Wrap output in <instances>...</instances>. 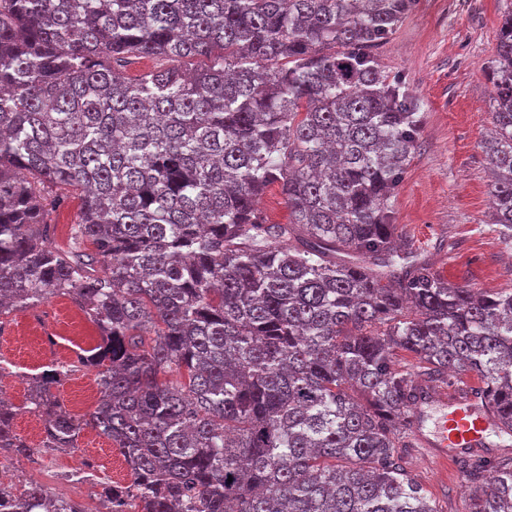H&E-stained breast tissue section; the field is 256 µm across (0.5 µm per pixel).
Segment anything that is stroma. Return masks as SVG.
<instances>
[{
    "label": "stroma",
    "mask_w": 512,
    "mask_h": 512,
    "mask_svg": "<svg viewBox=\"0 0 512 512\" xmlns=\"http://www.w3.org/2000/svg\"><path fill=\"white\" fill-rule=\"evenodd\" d=\"M512 0H417L378 48L389 78L406 83L421 104L420 144L399 184L396 222L419 258L449 282L466 288H512V249L490 222L491 171L484 143L493 129L492 84L485 68L495 54L501 15ZM100 342L97 326L66 296L0 318L1 376L18 409L14 429L32 447L44 433L27 408V376L52 363L75 361ZM96 372L80 369L54 387L73 415L93 411ZM62 469L97 461L116 482L131 481L123 456L92 428L77 447L56 452ZM409 470L442 512H468L467 479L456 459L440 462L410 452Z\"/></svg>",
    "instance_id": "obj_1"
}]
</instances>
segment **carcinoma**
Here are the masks:
<instances>
[{
	"label": "carcinoma",
	"mask_w": 512,
	"mask_h": 512,
	"mask_svg": "<svg viewBox=\"0 0 512 512\" xmlns=\"http://www.w3.org/2000/svg\"><path fill=\"white\" fill-rule=\"evenodd\" d=\"M414 3L0 0V316L64 295L99 328L29 404L46 449L111 441L137 512H439L401 449L450 372L512 435V288L452 286L397 245L421 117L375 50ZM135 58L153 66L131 79ZM487 72L508 246L512 10ZM275 184L286 224L258 207ZM84 366L100 397L78 420L51 389ZM15 415L0 401V450L29 457ZM458 464L470 512H512V455ZM0 512L82 506L30 480ZM78 211L79 200L71 198L65 206L52 214V224H56L54 235L56 243L63 244L66 241L70 224L76 222Z\"/></svg>",
	"instance_id": "obj_1"
}]
</instances>
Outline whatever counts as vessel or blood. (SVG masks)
Listing matches in <instances>:
<instances>
[{"label":"vessel or blood","instance_id":"vessel-or-blood-1","mask_svg":"<svg viewBox=\"0 0 512 512\" xmlns=\"http://www.w3.org/2000/svg\"><path fill=\"white\" fill-rule=\"evenodd\" d=\"M417 420L418 445L433 449L444 462L465 449L483 450L487 431L498 427L485 391L469 383L423 396Z\"/></svg>","mask_w":512,"mask_h":512}]
</instances>
